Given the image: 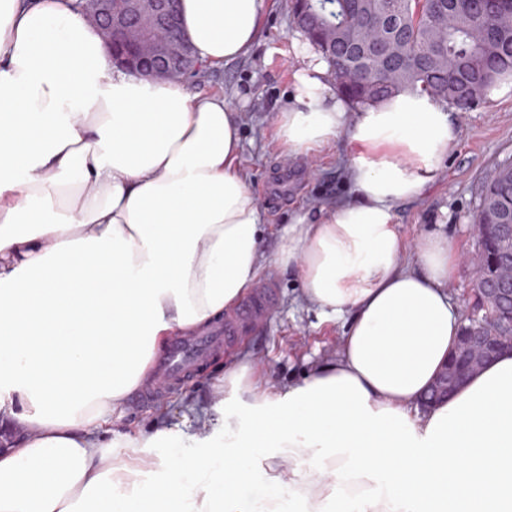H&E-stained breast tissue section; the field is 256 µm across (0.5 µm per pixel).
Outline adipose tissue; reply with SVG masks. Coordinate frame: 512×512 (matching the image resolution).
Segmentation results:
<instances>
[{"mask_svg":"<svg viewBox=\"0 0 512 512\" xmlns=\"http://www.w3.org/2000/svg\"><path fill=\"white\" fill-rule=\"evenodd\" d=\"M272 0H181L198 60L253 46ZM309 57L279 112L283 152L347 135L353 198L297 214L273 256L300 298L347 316L340 351L279 391L252 364L214 385L223 444L180 455L170 428L126 437L112 414L170 336L253 287L264 216L239 168L237 110L181 80L115 67L68 0H0V512H512V352L448 400L420 402L462 325V255L432 232L403 266L394 203L457 144L418 91L350 116ZM165 449L160 477L141 483Z\"/></svg>","mask_w":512,"mask_h":512,"instance_id":"1","label":"adipose tissue"}]
</instances>
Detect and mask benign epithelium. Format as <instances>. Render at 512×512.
I'll list each match as a JSON object with an SVG mask.
<instances>
[{"label":"benign epithelium","mask_w":512,"mask_h":512,"mask_svg":"<svg viewBox=\"0 0 512 512\" xmlns=\"http://www.w3.org/2000/svg\"><path fill=\"white\" fill-rule=\"evenodd\" d=\"M79 9L100 30L109 47L126 44L131 53L118 57V65L137 75L164 80L176 73L197 68L192 47L180 31L179 0H124L118 11L114 0H78ZM479 248L470 258L475 272H480L484 250L499 242L498 256L509 278L497 288L484 287L477 276L472 288V302L458 336L452 358L439 372L424 396L429 406L448 398L472 374L482 369L495 355L512 350V334L494 336L485 331V318L492 316L498 302L512 303V224H475Z\"/></svg>","instance_id":"obj_1"}]
</instances>
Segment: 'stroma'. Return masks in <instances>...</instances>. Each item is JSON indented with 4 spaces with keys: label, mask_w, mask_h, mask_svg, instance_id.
I'll use <instances>...</instances> for the list:
<instances>
[{
    "label": "stroma",
    "mask_w": 512,
    "mask_h": 512,
    "mask_svg": "<svg viewBox=\"0 0 512 512\" xmlns=\"http://www.w3.org/2000/svg\"><path fill=\"white\" fill-rule=\"evenodd\" d=\"M302 36L292 18L290 0H274L259 37L248 54L219 68L203 67L187 84L192 92L231 97L240 111L243 150L240 168L247 174L256 196H263L270 173L282 164L312 165L313 172L297 186L286 203L266 208L264 250L273 256L278 231L294 213L317 214L330 202L352 196L346 166L354 155L347 136H339L316 153L284 155L273 127L278 112L290 102L294 73L306 63L298 45ZM457 145L435 167L422 194L394 205L397 229L407 249L402 265L414 261V244L425 234L441 232L459 244L463 254L478 248L473 225L482 186L500 163L512 161V90L491 91L486 100L468 112L457 113ZM261 278L278 286L277 305L265 327L244 332L238 340L206 362L194 381L170 392L161 404L141 407L138 397L112 415V438L124 440L131 433H150L170 426L186 449H194L200 428L188 418L189 407L211 406L213 385L227 368L243 360L256 364L267 384L282 387L301 380L315 364L333 361L340 349L344 319L328 320L299 300L295 273L276 268L270 261Z\"/></svg>",
    "instance_id": "35a3bbf8"
}]
</instances>
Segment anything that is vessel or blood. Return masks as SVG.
Wrapping results in <instances>:
<instances>
[{
  "label": "vessel or blood",
  "instance_id": "b4317fda",
  "mask_svg": "<svg viewBox=\"0 0 512 512\" xmlns=\"http://www.w3.org/2000/svg\"><path fill=\"white\" fill-rule=\"evenodd\" d=\"M298 172L280 167L270 177L264 198L270 207H278L292 192ZM277 304V284L267 280L223 321L188 336L175 337L168 350L155 362L154 379L145 387L143 402L162 398L171 389L185 384L198 374L201 363L216 349L235 341L244 330L263 327Z\"/></svg>",
  "mask_w": 512,
  "mask_h": 512
}]
</instances>
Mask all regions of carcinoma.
I'll return each instance as SVG.
<instances>
[{"instance_id": "cac0c4a2", "label": "carcinoma", "mask_w": 512, "mask_h": 512, "mask_svg": "<svg viewBox=\"0 0 512 512\" xmlns=\"http://www.w3.org/2000/svg\"><path fill=\"white\" fill-rule=\"evenodd\" d=\"M303 35L356 106L416 90L460 112L512 80V0H304ZM478 218L512 224V161L485 182Z\"/></svg>"}]
</instances>
